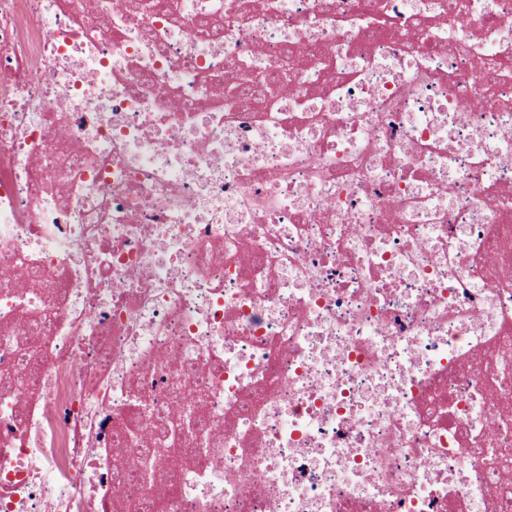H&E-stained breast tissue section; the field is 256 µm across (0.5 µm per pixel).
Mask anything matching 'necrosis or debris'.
Segmentation results:
<instances>
[{
	"mask_svg": "<svg viewBox=\"0 0 512 512\" xmlns=\"http://www.w3.org/2000/svg\"><path fill=\"white\" fill-rule=\"evenodd\" d=\"M159 2L0 0V512H512V0Z\"/></svg>",
	"mask_w": 512,
	"mask_h": 512,
	"instance_id": "necrosis-or-debris-1",
	"label": "necrosis or debris"
}]
</instances>
